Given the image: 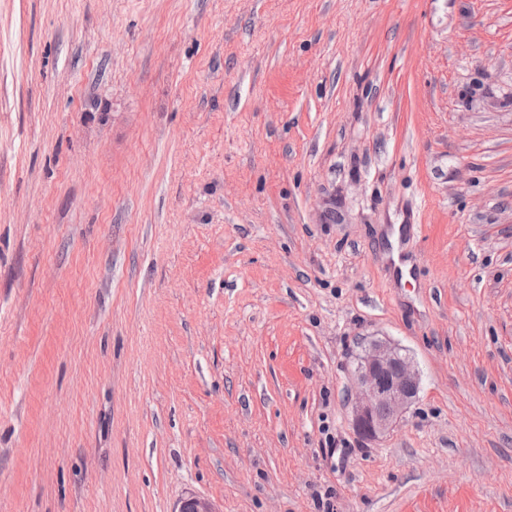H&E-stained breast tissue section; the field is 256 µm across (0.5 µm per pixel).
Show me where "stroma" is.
<instances>
[{
	"instance_id": "1",
	"label": "stroma",
	"mask_w": 512,
	"mask_h": 512,
	"mask_svg": "<svg viewBox=\"0 0 512 512\" xmlns=\"http://www.w3.org/2000/svg\"><path fill=\"white\" fill-rule=\"evenodd\" d=\"M191 496L512 512V0H0V512ZM352 376V425L364 437L392 430L419 392L420 373L413 359L388 339H373L365 346Z\"/></svg>"
}]
</instances>
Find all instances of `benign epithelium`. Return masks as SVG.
<instances>
[{
	"label": "benign epithelium",
	"mask_w": 512,
	"mask_h": 512,
	"mask_svg": "<svg viewBox=\"0 0 512 512\" xmlns=\"http://www.w3.org/2000/svg\"><path fill=\"white\" fill-rule=\"evenodd\" d=\"M353 385L352 425L358 434L374 438L392 430L414 402L420 373L399 344L373 339L357 359ZM178 512L215 510L208 500L193 496L180 503Z\"/></svg>",
	"instance_id": "obj_1"
}]
</instances>
